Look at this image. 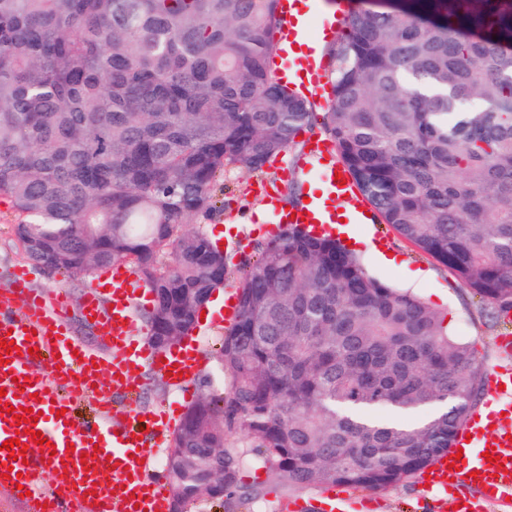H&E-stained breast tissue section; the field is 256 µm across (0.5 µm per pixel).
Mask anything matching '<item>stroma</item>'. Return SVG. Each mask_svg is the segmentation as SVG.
I'll return each mask as SVG.
<instances>
[{
    "label": "stroma",
    "instance_id": "obj_1",
    "mask_svg": "<svg viewBox=\"0 0 512 512\" xmlns=\"http://www.w3.org/2000/svg\"><path fill=\"white\" fill-rule=\"evenodd\" d=\"M324 135L325 130L319 124L301 133L296 146L285 151L282 160L264 172L251 173L243 169L226 172L223 212L209 219L194 215L186 218V230H203L211 239L219 236L221 225L234 223L235 229L223 247L228 256L227 276L223 291L211 304V314L200 318L197 329L191 335L192 343L200 348V364L195 376L183 385L174 386L152 366L138 369L133 384L137 389V401L145 413L172 409L185 413L189 406L207 394L206 378L218 377L224 324L218 321L217 314L223 311L225 298L236 295L245 265L257 258V244L269 240L281 230L274 216L257 222L256 210L264 202L258 188L260 184L272 182L278 187H285L291 179L289 170L303 153L307 141ZM16 222L14 208L6 200L0 199V290L8 288L15 268L29 266L31 289L36 292L66 291L74 336L88 346H96V330L83 319L81 306L85 292L103 283L104 270H95L82 278H70L36 264H28L13 234ZM351 232L354 241L350 248L369 274L392 287L407 290L434 308L446 312L457 334L475 351L483 373H491L501 361L497 339L505 332H512V320L496 314L491 306L481 303L447 267L416 249L382 220L352 225ZM387 253L394 255V263L384 262L383 256ZM243 439V433H234L229 436L228 445L237 451L241 484L261 487V497L238 501L227 509L215 502L202 501L192 512H290L289 505L295 501L301 506L300 512H316L320 508L321 488L312 486L289 490L282 487L272 479L263 459L251 449L243 447ZM349 495L366 501L367 512H450L447 495L426 490L415 477L384 491L353 489Z\"/></svg>",
    "mask_w": 512,
    "mask_h": 512
}]
</instances>
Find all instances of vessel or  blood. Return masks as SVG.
I'll return each mask as SVG.
<instances>
[{"label":"vessel or blood","instance_id":"b4317fda","mask_svg":"<svg viewBox=\"0 0 512 512\" xmlns=\"http://www.w3.org/2000/svg\"><path fill=\"white\" fill-rule=\"evenodd\" d=\"M345 0H277L281 19L279 45L282 80L307 97L327 98L323 82L322 47L334 42L344 18ZM302 174L316 175L322 193L296 212L277 210V189H263L278 223L303 218L311 227L322 224H366L370 206L354 182H338L346 174L332 141L309 142L298 161ZM137 276L127 268L115 270L110 287L95 286L84 296L82 314L95 326L109 354L82 345L71 336L64 293L46 297L30 292L26 271L15 274L10 297L0 296V342L13 346L0 361V443L15 438L18 446L0 450V463L12 477H0V489L30 512H168V491L151 474L149 458L136 426L138 406L131 380L142 363L154 364L172 384L191 378L199 366L197 349L168 354L134 345L131 309L138 295ZM104 396H124L123 406H103L95 425L84 431L71 426L73 399L90 387ZM491 401L501 410L473 414L457 432L454 450L428 468L430 488L453 496L456 512H476L478 502H496L512 496V374L498 371L490 378ZM38 412L28 432L18 433L13 408ZM42 444H35L34 432ZM469 454L467 464L453 470L457 451ZM495 451L497 462L486 461ZM52 486H41L44 471Z\"/></svg>","mask_w":512,"mask_h":512}]
</instances>
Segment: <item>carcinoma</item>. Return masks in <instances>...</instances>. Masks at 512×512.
<instances>
[{"label":"carcinoma","mask_w":512,"mask_h":512,"mask_svg":"<svg viewBox=\"0 0 512 512\" xmlns=\"http://www.w3.org/2000/svg\"><path fill=\"white\" fill-rule=\"evenodd\" d=\"M278 25L276 0H0V198L24 255L73 276L129 266L150 335L191 334L228 257L185 218L316 117L273 67ZM332 58L323 124L359 191L511 311L512 0H357ZM260 253L221 349L229 396L180 423L170 502L260 495L226 448L238 430L288 489L383 491L448 452L482 376L445 316L302 225Z\"/></svg>","instance_id":"cac0c4a2"}]
</instances>
